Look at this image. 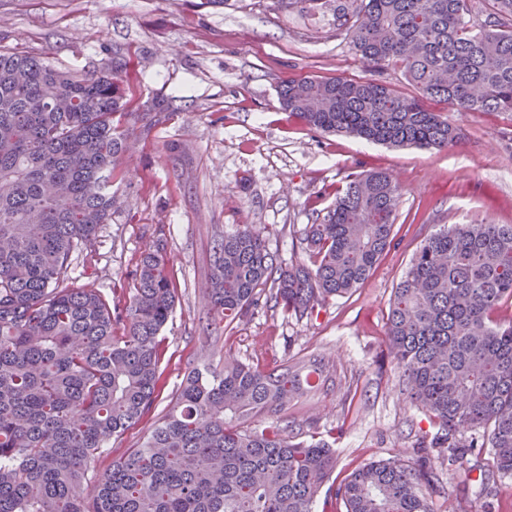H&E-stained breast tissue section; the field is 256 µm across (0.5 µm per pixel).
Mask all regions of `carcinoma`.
Wrapping results in <instances>:
<instances>
[{
  "label": "carcinoma",
  "instance_id": "carcinoma-1",
  "mask_svg": "<svg viewBox=\"0 0 512 512\" xmlns=\"http://www.w3.org/2000/svg\"><path fill=\"white\" fill-rule=\"evenodd\" d=\"M345 33L364 63L400 68L410 91L346 76L283 79L278 101L309 129L388 147L461 141L444 112L512 113V0H286ZM127 52L80 71L0 48V512H312L336 469L323 440L297 441L284 407L320 382L316 362L266 369L224 354L197 365L141 447L102 474L110 451L158 396V336L176 284L164 248L132 272L128 301L67 285L121 206L112 182L136 143L176 110L134 99ZM401 196L387 171L355 174L304 228L306 259L282 266L246 226L214 247L202 320L229 326L263 305L319 315L360 287L391 246ZM512 224H450L416 250L390 300L398 393L439 423L436 459L488 452V483L512 475ZM264 424L246 422L259 415ZM481 435L463 440L465 432ZM433 467L370 462L335 490L345 512H430Z\"/></svg>",
  "mask_w": 512,
  "mask_h": 512
}]
</instances>
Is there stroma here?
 Instances as JSON below:
<instances>
[{"label": "stroma", "instance_id": "obj_1", "mask_svg": "<svg viewBox=\"0 0 512 512\" xmlns=\"http://www.w3.org/2000/svg\"><path fill=\"white\" fill-rule=\"evenodd\" d=\"M0 46L44 54L82 69L109 63L116 48L139 66L142 97L179 105L112 184L122 205L103 225L92 255L72 264L69 285L93 284L127 300L140 253L163 244L178 296L159 339L160 393L151 411L96 457V472L140 447L172 405L188 367H221L225 354L267 369L307 355L327 382L291 402L298 439L322 438L336 451L337 478L379 460L421 463L418 444L439 424L399 395L386 341L389 302L422 240L441 225L512 224V114L449 109L458 147L391 149L345 134L309 130L284 111L285 78L343 75L405 89L400 70L374 69L328 22L277 10L272 0H0ZM387 170L401 185L394 242L365 283L330 300L318 317L283 318L263 308L233 329L214 331L201 316L210 257L225 233L261 230L283 264L304 257L313 211H326L349 174ZM431 512H512V476L480 492L456 468L437 466Z\"/></svg>", "mask_w": 512, "mask_h": 512}]
</instances>
